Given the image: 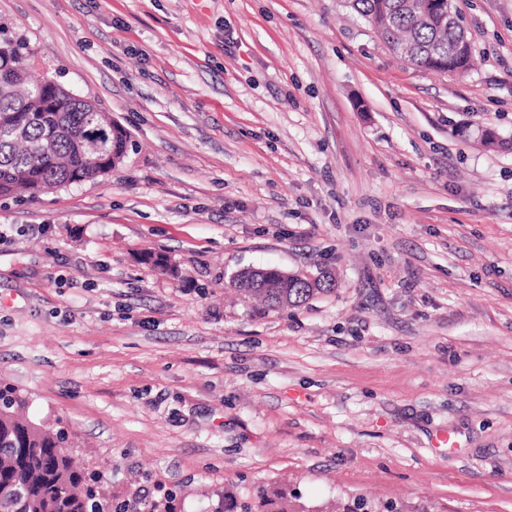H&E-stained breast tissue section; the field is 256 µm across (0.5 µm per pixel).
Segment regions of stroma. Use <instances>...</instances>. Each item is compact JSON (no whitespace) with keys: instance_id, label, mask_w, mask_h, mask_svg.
I'll return each instance as SVG.
<instances>
[{"instance_id":"35a3bbf8","label":"stroma","mask_w":512,"mask_h":512,"mask_svg":"<svg viewBox=\"0 0 512 512\" xmlns=\"http://www.w3.org/2000/svg\"><path fill=\"white\" fill-rule=\"evenodd\" d=\"M457 5L462 75L343 0H0L130 136L109 175L0 198V377L113 493L512 512V0ZM268 266L338 287H230ZM260 288H240L246 283V271H239L233 277L236 284L235 291L250 300H256L270 309H284L288 307H301L312 299L336 290V279L333 275L321 271L317 275L309 276L313 284L307 279L299 277H285L279 269L268 267L261 268Z\"/></svg>"}]
</instances>
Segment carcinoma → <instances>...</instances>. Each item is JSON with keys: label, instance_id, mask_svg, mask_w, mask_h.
I'll use <instances>...</instances> for the list:
<instances>
[{"label": "carcinoma", "instance_id": "1", "mask_svg": "<svg viewBox=\"0 0 512 512\" xmlns=\"http://www.w3.org/2000/svg\"><path fill=\"white\" fill-rule=\"evenodd\" d=\"M348 7L380 33L393 52L411 65L434 72L462 73L472 48L456 0H348ZM26 43L0 27V197L36 196L101 176L88 162L98 143L121 162L126 132L107 113L65 89L57 80L30 77ZM313 282L263 269L259 287L245 288L246 273L233 277L235 291L270 309L301 307L336 290L333 275ZM28 398L0 383V512H176L174 498L146 502L134 496L112 506L103 474L75 462L71 449L81 437L62 419L35 422L25 415ZM222 512H305L281 492H263L253 502L224 503Z\"/></svg>", "mask_w": 512, "mask_h": 512}]
</instances>
